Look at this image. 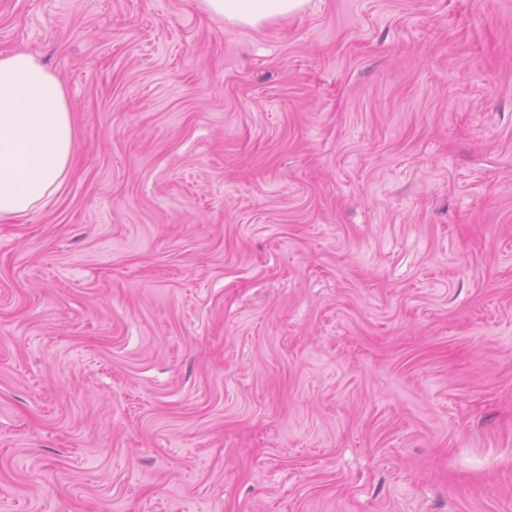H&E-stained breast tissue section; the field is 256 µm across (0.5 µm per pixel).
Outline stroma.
Wrapping results in <instances>:
<instances>
[{
  "label": "stroma",
  "instance_id": "stroma-1",
  "mask_svg": "<svg viewBox=\"0 0 512 512\" xmlns=\"http://www.w3.org/2000/svg\"><path fill=\"white\" fill-rule=\"evenodd\" d=\"M74 167L0 220V512H512V0H0ZM207 10L225 20L246 26L293 15L307 0H204Z\"/></svg>",
  "mask_w": 512,
  "mask_h": 512
}]
</instances>
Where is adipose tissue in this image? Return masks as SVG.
<instances>
[{
    "label": "adipose tissue",
    "instance_id": "obj_1",
    "mask_svg": "<svg viewBox=\"0 0 512 512\" xmlns=\"http://www.w3.org/2000/svg\"><path fill=\"white\" fill-rule=\"evenodd\" d=\"M207 10L246 26L301 11L307 0H204ZM75 152L65 88L32 54L0 52V218L22 217L60 190Z\"/></svg>",
    "mask_w": 512,
    "mask_h": 512
}]
</instances>
